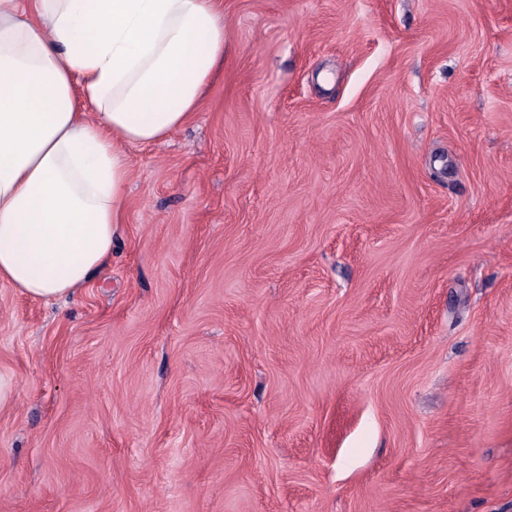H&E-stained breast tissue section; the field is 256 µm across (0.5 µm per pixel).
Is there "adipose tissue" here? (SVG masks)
<instances>
[{
	"instance_id": "adipose-tissue-1",
	"label": "adipose tissue",
	"mask_w": 512,
	"mask_h": 512,
	"mask_svg": "<svg viewBox=\"0 0 512 512\" xmlns=\"http://www.w3.org/2000/svg\"><path fill=\"white\" fill-rule=\"evenodd\" d=\"M222 0H0V282L63 299L112 254L126 148L193 118Z\"/></svg>"
}]
</instances>
